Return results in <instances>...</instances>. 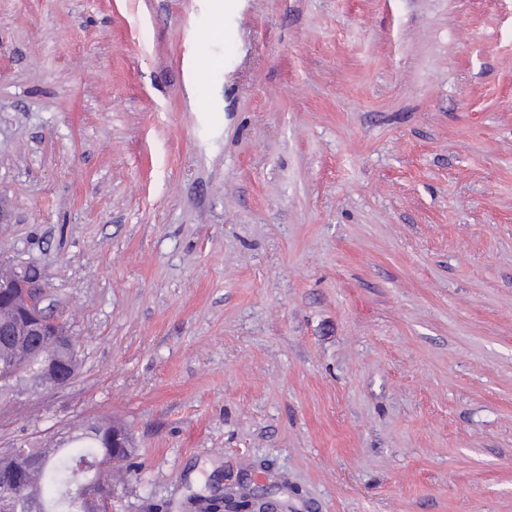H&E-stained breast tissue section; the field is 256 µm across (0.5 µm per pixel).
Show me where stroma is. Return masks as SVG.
Returning a JSON list of instances; mask_svg holds the SVG:
<instances>
[{
    "mask_svg": "<svg viewBox=\"0 0 512 512\" xmlns=\"http://www.w3.org/2000/svg\"><path fill=\"white\" fill-rule=\"evenodd\" d=\"M0 262L113 512H512V0H0ZM39 280L32 276H0V305L8 304L12 309V318L9 321L0 322V335L10 336V340L4 337L1 344L0 359L7 354L5 359L14 361L15 366L10 375L0 377V397H13L18 391L31 386L32 376L38 379H50L54 381L55 389L67 387L75 378L78 371V351L74 355V366L69 356L75 351V343L60 319L47 313L42 306L45 300V291ZM30 336H46L38 342L29 341L25 347L16 348L11 342L15 338ZM55 336L56 340L52 337ZM61 344L68 360L40 361L33 365L32 376L29 367L39 358L60 357L58 343ZM5 351V352H4ZM68 355V356H67ZM4 359V360H5ZM42 389H53L54 385L49 380L36 382Z\"/></svg>",
    "mask_w": 512,
    "mask_h": 512,
    "instance_id": "obj_1",
    "label": "stroma"
}]
</instances>
